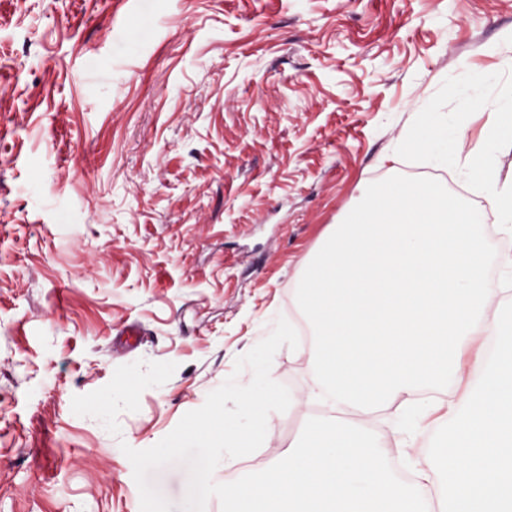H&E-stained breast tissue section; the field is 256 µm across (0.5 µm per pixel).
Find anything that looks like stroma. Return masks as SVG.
Here are the masks:
<instances>
[{"label":"stroma","instance_id":"35a3bbf8","mask_svg":"<svg viewBox=\"0 0 512 512\" xmlns=\"http://www.w3.org/2000/svg\"><path fill=\"white\" fill-rule=\"evenodd\" d=\"M512 0H0V512H140L120 449H146L273 329L332 224L371 183L431 177L483 206L512 184ZM463 145L403 148L418 112ZM492 172L472 181L473 164ZM176 363L120 435L73 396L117 366ZM314 349L283 346L292 406L218 483L263 470L305 422ZM413 475L432 429L400 447Z\"/></svg>","mask_w":512,"mask_h":512}]
</instances>
